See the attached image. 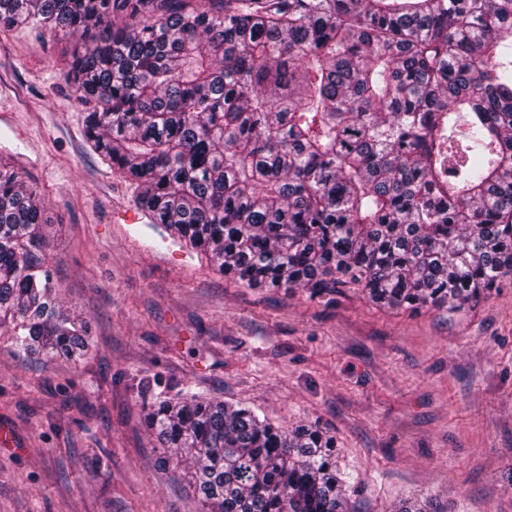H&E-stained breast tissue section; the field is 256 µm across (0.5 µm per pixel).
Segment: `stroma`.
<instances>
[{
	"mask_svg": "<svg viewBox=\"0 0 512 512\" xmlns=\"http://www.w3.org/2000/svg\"><path fill=\"white\" fill-rule=\"evenodd\" d=\"M78 39L0 31V165L38 191L63 303L92 349L22 363L0 330V512H201L143 425L185 393L336 437L356 512L437 497L512 512V280L460 309L379 307L349 284L312 298L224 277L163 226L128 224L137 191L87 145L66 81Z\"/></svg>",
	"mask_w": 512,
	"mask_h": 512,
	"instance_id": "obj_1",
	"label": "stroma"
}]
</instances>
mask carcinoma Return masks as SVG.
Here are the masks:
<instances>
[{
    "mask_svg": "<svg viewBox=\"0 0 512 512\" xmlns=\"http://www.w3.org/2000/svg\"><path fill=\"white\" fill-rule=\"evenodd\" d=\"M80 39L90 147L228 278L460 308L512 279V0H0ZM42 201L0 168V329L23 360L88 353ZM145 427L203 512H352L336 439L186 393ZM396 512H448L435 499Z\"/></svg>",
    "mask_w": 512,
    "mask_h": 512,
    "instance_id": "1",
    "label": "carcinoma"
}]
</instances>
